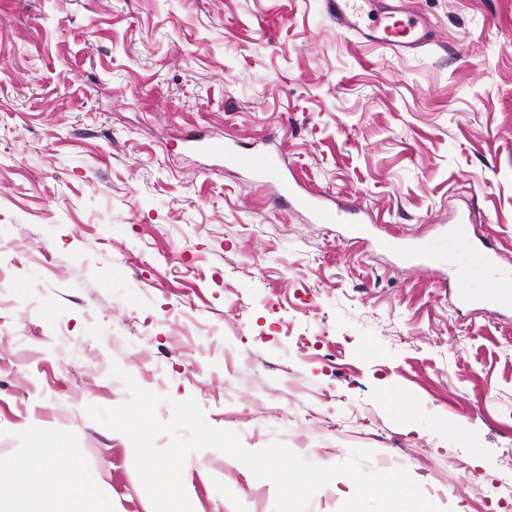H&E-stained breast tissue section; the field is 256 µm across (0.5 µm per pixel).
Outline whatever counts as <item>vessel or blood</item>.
Masks as SVG:
<instances>
[{
  "mask_svg": "<svg viewBox=\"0 0 512 512\" xmlns=\"http://www.w3.org/2000/svg\"><path fill=\"white\" fill-rule=\"evenodd\" d=\"M373 3L374 0H324V11L340 33L382 45L400 56L417 54L433 44L434 32L430 24L407 11L398 0L381 10L374 9ZM184 141L213 162L227 159L248 170L255 182L271 188L274 203L303 211L311 223H343L346 206L305 186L284 167L278 151L266 150L263 161L259 162L251 153L241 150L236 142L208 139L197 133L187 134ZM377 244L422 272L438 277L443 274V260L409 241L396 236H381ZM455 298L462 310L491 306L512 313V281L499 280L489 293L459 288Z\"/></svg>",
  "mask_w": 512,
  "mask_h": 512,
  "instance_id": "vessel-or-blood-1",
  "label": "vessel or blood"
}]
</instances>
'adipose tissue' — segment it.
<instances>
[{
    "label": "adipose tissue",
    "mask_w": 512,
    "mask_h": 512,
    "mask_svg": "<svg viewBox=\"0 0 512 512\" xmlns=\"http://www.w3.org/2000/svg\"><path fill=\"white\" fill-rule=\"evenodd\" d=\"M63 452V446L58 445L48 448L42 456L14 466L21 491L37 492L45 487L55 488L57 500L49 504L46 512H64V502L77 499L83 494L82 474L74 468L67 471L59 470L53 463L54 457L62 455Z\"/></svg>",
    "instance_id": "1"
}]
</instances>
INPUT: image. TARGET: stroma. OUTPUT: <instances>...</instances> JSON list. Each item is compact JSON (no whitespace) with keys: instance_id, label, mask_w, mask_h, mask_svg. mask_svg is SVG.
<instances>
[{"instance_id":"1","label":"stroma","mask_w":512,"mask_h":512,"mask_svg":"<svg viewBox=\"0 0 512 512\" xmlns=\"http://www.w3.org/2000/svg\"><path fill=\"white\" fill-rule=\"evenodd\" d=\"M410 7L435 43L399 58L321 0H0V461L61 444L82 512H152L131 442L86 412L128 399L117 366L246 449H369L445 512L512 501V316L182 141L275 135L306 182L489 289L448 226L471 212L512 274V0ZM183 483L193 512H274L213 448Z\"/></svg>"}]
</instances>
